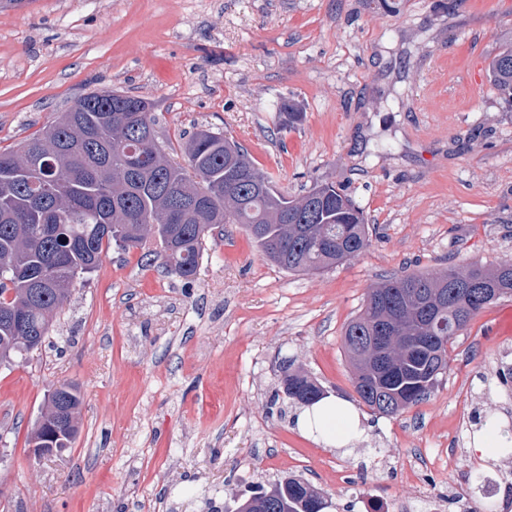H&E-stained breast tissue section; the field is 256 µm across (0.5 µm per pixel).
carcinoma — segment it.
<instances>
[{
    "mask_svg": "<svg viewBox=\"0 0 512 512\" xmlns=\"http://www.w3.org/2000/svg\"><path fill=\"white\" fill-rule=\"evenodd\" d=\"M489 78L512 103V43L489 65ZM146 100L99 91L77 99L38 133L0 151V361L22 355V318L42 346L78 280L94 271L111 245L142 249L151 236L155 256L184 280L197 275L211 232L241 224L261 252L290 273H314L360 256L370 246L364 214L333 184L298 198L261 193L271 178L247 150L209 128L186 142L188 166L150 145L154 130ZM512 295V263L450 268L445 274L390 276L370 289L345 328L343 347L355 369L360 402L396 415L427 399L448 369V344L487 305ZM386 327L392 377L377 375L364 337ZM281 382L310 406L321 388L285 360ZM81 392L73 384L46 406L44 434L67 448L78 430ZM249 512H320L315 489L286 477L261 487Z\"/></svg>",
    "mask_w": 512,
    "mask_h": 512,
    "instance_id": "carcinoma-1",
    "label": "carcinoma"
}]
</instances>
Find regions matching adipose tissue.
<instances>
[{"label":"adipose tissue","mask_w":512,"mask_h":512,"mask_svg":"<svg viewBox=\"0 0 512 512\" xmlns=\"http://www.w3.org/2000/svg\"><path fill=\"white\" fill-rule=\"evenodd\" d=\"M297 426L337 448L348 445L361 434L359 419L351 405L338 397L324 399L305 409L297 419Z\"/></svg>","instance_id":"ef3b65f1"}]
</instances>
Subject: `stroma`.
Returning <instances> with one entry per match:
<instances>
[{
	"instance_id": "35a3bbf8",
	"label": "stroma",
	"mask_w": 512,
	"mask_h": 512,
	"mask_svg": "<svg viewBox=\"0 0 512 512\" xmlns=\"http://www.w3.org/2000/svg\"><path fill=\"white\" fill-rule=\"evenodd\" d=\"M512 0H24L0 9V149L79 97L152 104L177 161L197 128L241 144L282 193L344 187L370 247L316 273L270 262L238 224L193 281L110 248L51 335L0 364V512H222L286 476L328 512H512V455L478 459L475 416L512 421V335L487 306L448 346L423 402L361 404L347 323L384 277L512 260V105L487 70ZM305 118L282 123L284 104ZM354 403L363 434L328 448L296 428L280 365ZM80 386L71 448L29 435L54 384Z\"/></svg>"
}]
</instances>
